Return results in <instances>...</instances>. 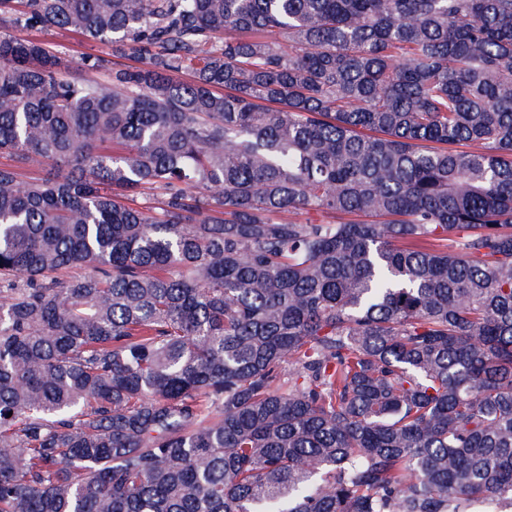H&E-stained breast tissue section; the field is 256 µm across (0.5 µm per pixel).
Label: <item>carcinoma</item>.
<instances>
[{
  "label": "carcinoma",
  "instance_id": "carcinoma-1",
  "mask_svg": "<svg viewBox=\"0 0 512 512\" xmlns=\"http://www.w3.org/2000/svg\"><path fill=\"white\" fill-rule=\"evenodd\" d=\"M6 16L0 512H512V0ZM42 38L54 46L63 66H68V71L83 74L84 71L80 69L82 67V59L85 56L103 57L112 63L124 66L138 65L133 58L119 53L116 47L111 44L89 42L65 29H53L45 32Z\"/></svg>",
  "mask_w": 512,
  "mask_h": 512
}]
</instances>
